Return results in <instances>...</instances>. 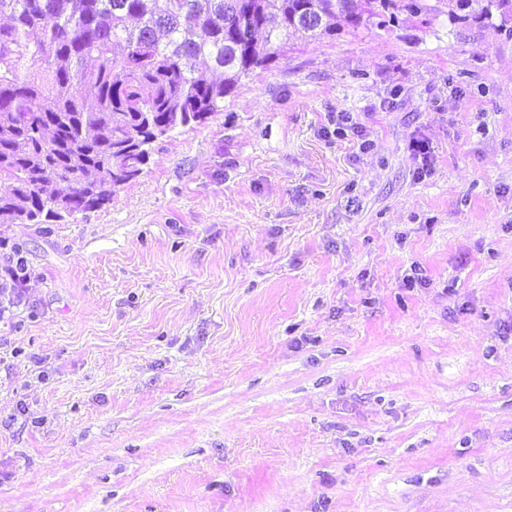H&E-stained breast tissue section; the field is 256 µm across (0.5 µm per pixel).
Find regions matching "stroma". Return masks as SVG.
<instances>
[{
	"label": "stroma",
	"instance_id": "1",
	"mask_svg": "<svg viewBox=\"0 0 512 512\" xmlns=\"http://www.w3.org/2000/svg\"><path fill=\"white\" fill-rule=\"evenodd\" d=\"M421 4L291 38L103 208L0 226V512H512V36ZM8 247L9 240L0 238V294L8 291L10 294L9 300L20 301L23 294L22 286L27 280V274L22 264V258H18L14 265L12 252L16 254V251L13 246L9 249Z\"/></svg>",
	"mask_w": 512,
	"mask_h": 512
}]
</instances>
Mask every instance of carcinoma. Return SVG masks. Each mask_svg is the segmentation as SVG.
<instances>
[{
	"label": "carcinoma",
	"mask_w": 512,
	"mask_h": 512,
	"mask_svg": "<svg viewBox=\"0 0 512 512\" xmlns=\"http://www.w3.org/2000/svg\"><path fill=\"white\" fill-rule=\"evenodd\" d=\"M493 6L512 20V0H449L448 15L465 24ZM401 12L419 0H0V224L105 206L157 138L207 123L288 39L365 17L388 29Z\"/></svg>",
	"instance_id": "1"
}]
</instances>
